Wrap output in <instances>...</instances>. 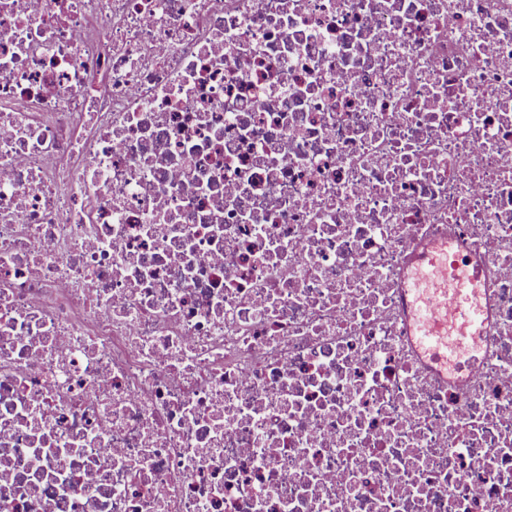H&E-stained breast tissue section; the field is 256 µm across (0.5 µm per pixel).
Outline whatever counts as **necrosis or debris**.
I'll return each instance as SVG.
<instances>
[{
	"label": "necrosis or debris",
	"mask_w": 512,
	"mask_h": 512,
	"mask_svg": "<svg viewBox=\"0 0 512 512\" xmlns=\"http://www.w3.org/2000/svg\"><path fill=\"white\" fill-rule=\"evenodd\" d=\"M0 512H512V0H0ZM459 281V307L458 315L462 321L467 323L473 338L480 333L483 326V314L481 310L470 305L467 301L468 286L478 285L481 275L477 269L464 267L460 268L457 273ZM417 343L440 368L446 367L448 360L454 358L453 353L448 352V348H444L434 336L420 335L417 337Z\"/></svg>",
	"instance_id": "obj_1"
}]
</instances>
